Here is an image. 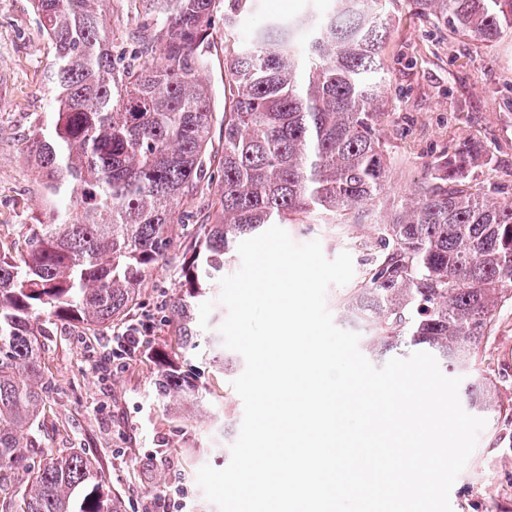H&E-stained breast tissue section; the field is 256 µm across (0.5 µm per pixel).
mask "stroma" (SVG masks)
<instances>
[{"instance_id": "1", "label": "stroma", "mask_w": 512, "mask_h": 512, "mask_svg": "<svg viewBox=\"0 0 512 512\" xmlns=\"http://www.w3.org/2000/svg\"><path fill=\"white\" fill-rule=\"evenodd\" d=\"M384 57L385 95L395 124L386 132L391 170L384 191L345 224H290L299 243L320 241L324 255L349 252L354 276L330 287L326 305L344 327L343 302L368 266L375 228L406 203L425 165L450 144L480 147L488 159L474 176L501 201L512 200V31L492 46L460 38L416 15L398 0ZM53 51L30 0H0V243L21 238L27 224L48 222L41 178L25 159L33 124L52 111ZM196 220L175 223L167 260L142 282L125 320L93 336L77 324H50L44 337L49 393L41 419L43 448L95 460L122 512H143L154 499L175 497L180 512H217L196 481L203 465L225 468V449L237 440L243 402L231 378L204 350L184 361L209 389L211 413L189 418L157 400L153 360L116 359L112 339L131 324L150 323L148 345L174 343L168 305L178 290L179 260L192 243ZM474 365L492 378L497 397L512 404V303L497 313ZM453 512H512V411L488 418L476 448L450 493Z\"/></svg>"}]
</instances>
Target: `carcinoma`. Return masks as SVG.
Returning a JSON list of instances; mask_svg holds the SVG:
<instances>
[{"mask_svg": "<svg viewBox=\"0 0 512 512\" xmlns=\"http://www.w3.org/2000/svg\"><path fill=\"white\" fill-rule=\"evenodd\" d=\"M149 2L156 27L129 43L112 29V0H32L53 49L56 109L30 133L48 224L23 248H0V493L16 512H121L79 452L33 468L46 389L43 319L97 333L123 320L164 261L178 215L207 199L184 253L171 313L173 351L155 355L156 395L181 414L208 407L178 352L198 347L194 306L224 277L238 244L274 224H343L378 198L391 164L382 56L393 0H327L298 24L239 38L250 0ZM452 35L491 44L512 30V0H412ZM224 12L222 143L201 79ZM481 154L456 144L428 163L430 181L378 225L377 250L345 317L374 356L425 351L445 368L471 364L498 309L512 302V201L469 176ZM216 186L210 191V186ZM208 346L236 366L222 338ZM469 406L499 414L493 381L465 387Z\"/></svg>", "mask_w": 512, "mask_h": 512, "instance_id": "1", "label": "carcinoma"}]
</instances>
